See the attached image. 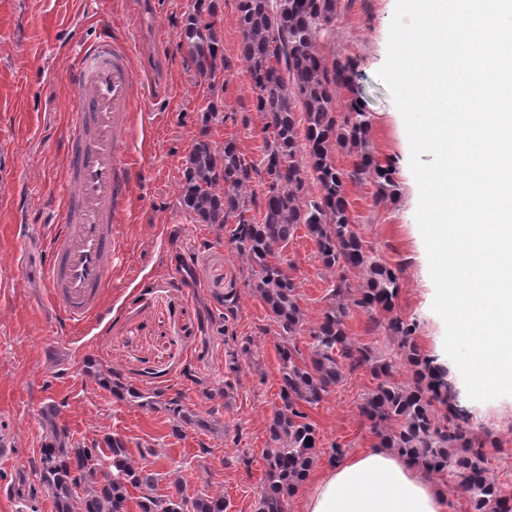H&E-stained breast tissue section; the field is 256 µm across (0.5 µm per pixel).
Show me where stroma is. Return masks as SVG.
<instances>
[{
    "mask_svg": "<svg viewBox=\"0 0 512 512\" xmlns=\"http://www.w3.org/2000/svg\"><path fill=\"white\" fill-rule=\"evenodd\" d=\"M219 25L230 63L214 87L190 67L179 32L189 0H0V442L14 462L0 465V512H55L46 491L19 485L43 447L41 411L59 409L58 425L71 442L104 447L120 436L132 457L162 473V495H223L226 512H256L264 479L262 451L279 398V338L228 235L194 222L178 204V180L192 142L236 140L257 159L264 122L240 56L236 0H221ZM396 0H344L328 55L350 57L353 89L372 114L374 155L391 161L400 185L395 203L376 205L373 183L347 182L346 197L366 250L395 271L399 293L392 313L416 321L415 342L448 373L455 405L470 418L493 473L512 482V396L473 401L443 348L445 326L433 311L434 285L414 214L418 187L409 167L403 118L379 81ZM137 48L136 63L150 78L137 109L147 125L131 146L132 205L119 227L124 254L113 266L103 312L85 326L65 329L49 303V238L59 219L66 180L67 114L77 99L69 80L72 52L93 40L101 21ZM222 118L203 123L213 100ZM309 323L321 317L333 283L315 246L297 234L285 248ZM252 355L244 357L242 344ZM120 369L141 389L181 394L189 424L174 432L168 414L128 403L98 384L90 367ZM226 386L224 406L210 414L207 390ZM373 380L367 369L346 374L307 414L317 429L321 475L340 446L345 456L371 448L375 437L359 406ZM210 455L198 456L199 446ZM150 456H143V449Z\"/></svg>",
    "mask_w": 512,
    "mask_h": 512,
    "instance_id": "35a3bbf8",
    "label": "stroma"
}]
</instances>
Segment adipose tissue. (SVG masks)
<instances>
[{"instance_id":"1","label":"adipose tissue","mask_w":512,"mask_h":512,"mask_svg":"<svg viewBox=\"0 0 512 512\" xmlns=\"http://www.w3.org/2000/svg\"><path fill=\"white\" fill-rule=\"evenodd\" d=\"M427 473L384 448L336 462L314 481L305 512H445Z\"/></svg>"}]
</instances>
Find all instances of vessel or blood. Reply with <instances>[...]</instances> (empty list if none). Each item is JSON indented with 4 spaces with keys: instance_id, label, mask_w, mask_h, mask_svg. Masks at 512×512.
Segmentation results:
<instances>
[{
    "instance_id": "1",
    "label": "vessel or blood",
    "mask_w": 512,
    "mask_h": 512,
    "mask_svg": "<svg viewBox=\"0 0 512 512\" xmlns=\"http://www.w3.org/2000/svg\"><path fill=\"white\" fill-rule=\"evenodd\" d=\"M71 79L78 100L68 114L67 178L47 265L50 301L81 327L102 312L111 285L114 244L131 194L128 154L145 77L129 43L103 33L80 48Z\"/></svg>"
}]
</instances>
